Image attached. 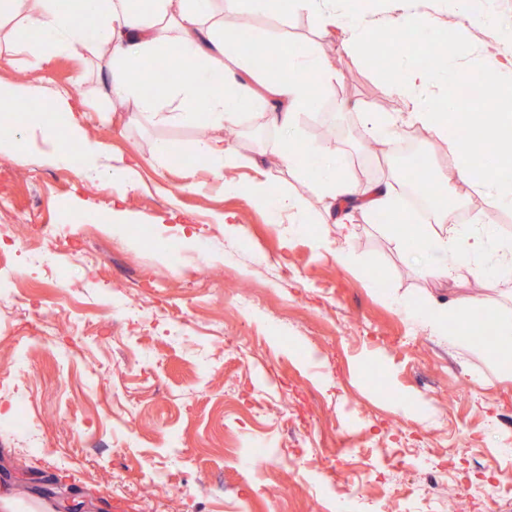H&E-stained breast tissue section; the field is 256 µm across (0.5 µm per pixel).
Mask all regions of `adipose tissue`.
Listing matches in <instances>:
<instances>
[{"label": "adipose tissue", "mask_w": 512, "mask_h": 512, "mask_svg": "<svg viewBox=\"0 0 512 512\" xmlns=\"http://www.w3.org/2000/svg\"><path fill=\"white\" fill-rule=\"evenodd\" d=\"M327 0H0V32L12 38L13 48L37 58L42 46L60 48L84 58L106 57L111 69L108 94L113 104L133 105L136 119L155 125L202 121L213 128L240 125L244 114L264 111L281 135L280 161L296 170L317 195L347 207L357 201L367 212L399 214L392 182L358 184L348 179L335 150L321 143L303 141L296 133L301 113L319 102L316 81L328 76L329 63L315 50L288 43L279 48L280 63L260 72L257 86L238 81L237 70L250 68L239 52L242 32L233 18L245 13L264 16L280 13L283 4L314 15L320 29L339 28L350 43H371L374 30L364 20L326 9ZM164 58L174 66L166 82L144 92L135 74L146 62ZM512 68V53H487L483 94L498 99L501 111L486 114L479 131L483 139L498 143L500 167L512 166V85L502 74ZM0 108L18 116L0 124V149L12 155L27 149L26 133L39 131L50 152L60 161L71 153L81 158L79 175L88 181H108L126 196L134 188L127 163L114 166L101 161L97 143L68 122L59 130L44 121L45 111L66 118L65 97L49 99L32 94L18 83H0ZM450 152L458 174L484 189L489 211L512 210V181L498 169H476L468 143L452 145ZM436 196L432 221L395 225L398 249L423 254L425 271L437 280L470 269L474 259L489 249L512 253V244L457 224V198L444 175L431 173Z\"/></svg>", "instance_id": "1"}]
</instances>
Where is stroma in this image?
Here are the masks:
<instances>
[{"label": "stroma", "mask_w": 512, "mask_h": 512, "mask_svg": "<svg viewBox=\"0 0 512 512\" xmlns=\"http://www.w3.org/2000/svg\"><path fill=\"white\" fill-rule=\"evenodd\" d=\"M359 3L373 27L390 13L426 11L442 27L469 15L479 55L512 37V0ZM253 30L330 60L336 76L298 133L335 147L350 180L429 165L481 217L485 194L459 178L450 130L409 123V100L389 97L341 32L287 7ZM0 81L65 94L106 159L140 161L130 224L115 232L102 222L114 189L57 162L40 134L23 158L0 154V378L22 368L43 448L28 453L0 402V491L22 512H61L36 491L48 480L96 512H327L338 501L345 512H512V497L483 492L512 484V376L477 334L452 346L408 315L460 299L512 319V279L484 273L502 256L435 280L381 215L355 209L352 259L339 261L328 201L280 164V133L261 113L240 124L233 145L248 162L225 169L230 192L191 157L198 124L140 123L128 106L102 117L101 60L50 48L31 66L4 53ZM385 109L412 137L413 160L364 152ZM159 141L186 163H154ZM258 181L304 197L301 229L241 194ZM90 209L96 219L79 223ZM185 230L194 248L181 247ZM265 450L284 465L263 466ZM292 459L313 465L297 476Z\"/></svg>", "instance_id": "stroma-1"}]
</instances>
